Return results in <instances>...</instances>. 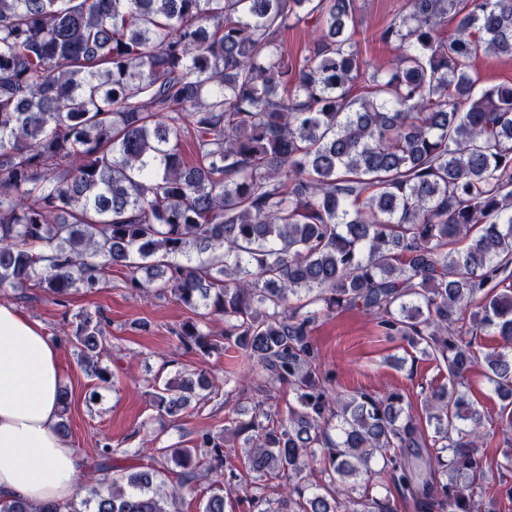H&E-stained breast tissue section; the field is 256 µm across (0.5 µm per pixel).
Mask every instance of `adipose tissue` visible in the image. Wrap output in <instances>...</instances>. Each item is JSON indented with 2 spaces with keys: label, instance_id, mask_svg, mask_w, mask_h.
<instances>
[{
  "label": "adipose tissue",
  "instance_id": "obj_1",
  "mask_svg": "<svg viewBox=\"0 0 512 512\" xmlns=\"http://www.w3.org/2000/svg\"><path fill=\"white\" fill-rule=\"evenodd\" d=\"M59 345L41 323L0 304V499L64 504L84 454L59 432Z\"/></svg>",
  "mask_w": 512,
  "mask_h": 512
}]
</instances>
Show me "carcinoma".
Segmentation results:
<instances>
[{
	"label": "carcinoma",
	"instance_id": "1",
	"mask_svg": "<svg viewBox=\"0 0 512 512\" xmlns=\"http://www.w3.org/2000/svg\"><path fill=\"white\" fill-rule=\"evenodd\" d=\"M301 22L321 35L291 59ZM355 35L353 0H0V288L63 305L124 268L224 321L172 334L234 349L260 393L230 421L239 452L202 430L115 477L106 442L85 497L0 512H182L204 487L200 512H397L372 494L382 474L418 512H475L472 337H498L486 377L512 405V84L480 86L472 63L512 56V0H406L381 32L403 51L352 97ZM345 310L445 367L425 417L399 391H335L312 331ZM75 319L80 361L115 385L104 315ZM214 392L197 369L152 401L174 418Z\"/></svg>",
	"mask_w": 512,
	"mask_h": 512
}]
</instances>
